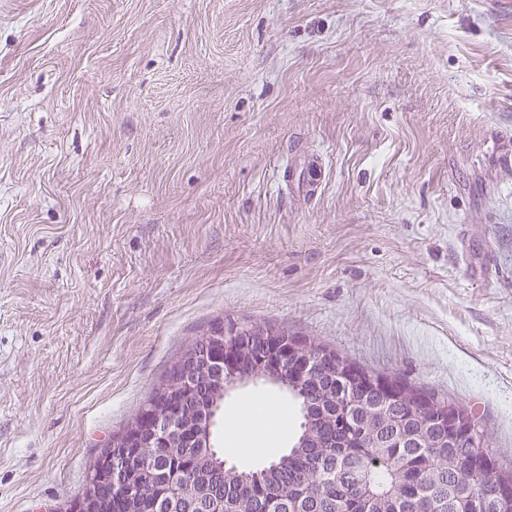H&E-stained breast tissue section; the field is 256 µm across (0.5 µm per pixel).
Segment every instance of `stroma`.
<instances>
[{
    "mask_svg": "<svg viewBox=\"0 0 512 512\" xmlns=\"http://www.w3.org/2000/svg\"><path fill=\"white\" fill-rule=\"evenodd\" d=\"M230 320L467 405L512 467V0H0V512H68Z\"/></svg>",
    "mask_w": 512,
    "mask_h": 512,
    "instance_id": "obj_1",
    "label": "stroma"
}]
</instances>
